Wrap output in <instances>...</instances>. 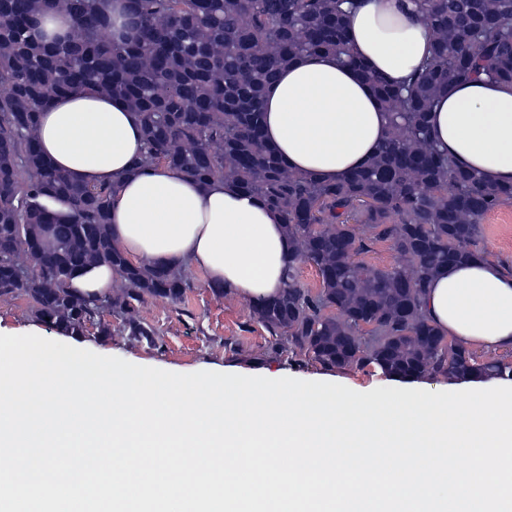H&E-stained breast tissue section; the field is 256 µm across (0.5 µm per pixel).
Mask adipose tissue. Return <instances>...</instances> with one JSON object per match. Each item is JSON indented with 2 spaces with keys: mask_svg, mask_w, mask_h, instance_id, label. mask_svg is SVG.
Instances as JSON below:
<instances>
[{
  "mask_svg": "<svg viewBox=\"0 0 512 512\" xmlns=\"http://www.w3.org/2000/svg\"><path fill=\"white\" fill-rule=\"evenodd\" d=\"M347 34L355 64L332 54L301 56L264 95L266 142L289 169L326 182L363 167L385 140L388 114L364 71L400 83L430 46L410 0H359ZM429 125L456 165L512 184V84L480 78L446 88ZM36 138L73 181L117 183L110 232L126 256L201 270L250 304L283 291L294 248L281 217L252 195L221 182L200 186L166 165L131 173L144 142L139 118L123 100L94 89L52 98L39 112ZM422 308L457 343L512 352V271L494 259L442 268Z\"/></svg>",
  "mask_w": 512,
  "mask_h": 512,
  "instance_id": "1",
  "label": "adipose tissue"
}]
</instances>
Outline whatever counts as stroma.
<instances>
[{
  "instance_id": "1",
  "label": "stroma",
  "mask_w": 512,
  "mask_h": 512,
  "mask_svg": "<svg viewBox=\"0 0 512 512\" xmlns=\"http://www.w3.org/2000/svg\"><path fill=\"white\" fill-rule=\"evenodd\" d=\"M481 249L487 257L512 266V202L488 213L482 223ZM190 283L181 304L160 298L137 303L135 313L154 331L153 342L129 336L120 316L106 315L108 336L88 331L75 336L43 323L19 298L0 297V332L36 334L76 348L175 373L234 372L268 378L339 383L358 390L385 386L379 369L356 366L331 369L312 357L279 349L273 337L251 317L248 304L228 293L215 292L198 270L187 272Z\"/></svg>"
}]
</instances>
